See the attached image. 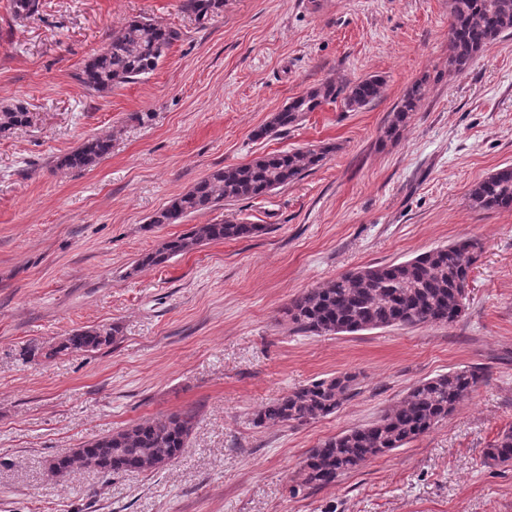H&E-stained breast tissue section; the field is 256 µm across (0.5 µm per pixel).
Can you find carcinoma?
<instances>
[{
    "mask_svg": "<svg viewBox=\"0 0 512 512\" xmlns=\"http://www.w3.org/2000/svg\"><path fill=\"white\" fill-rule=\"evenodd\" d=\"M224 0H182V11L203 23L223 11ZM448 65L466 70L488 45L512 31V0H449ZM16 17L29 18L38 0H11ZM178 38L172 29L140 17L112 31L104 50L84 65L80 82L90 91L104 93L152 73ZM426 80L415 82L389 113L384 136L393 139L407 125L424 96ZM383 81L369 77L339 86L329 80L299 96L274 113L253 134L256 139L277 135L296 126L307 112L343 97L346 107L357 110L377 100ZM31 113L22 103L0 106V132L24 127ZM112 141L87 138L64 156L59 166L81 171L110 154ZM336 150L335 145L263 154L251 162L213 171L166 207L149 217V226L177 224L190 214L211 209L225 201L259 198L302 179ZM473 209L493 212L512 209V167L500 168L470 190ZM264 231L260 224L226 220L194 224L183 234L163 240L153 251L141 255L129 271L161 266L178 255L208 242L252 238ZM481 251L479 242L466 239L434 247L410 260L389 265H369L349 271L324 285L303 292L285 310L297 331L315 336L355 333L395 325L454 323L465 308L469 272ZM120 327L76 330L63 338L44 357L59 353L94 352L111 345ZM484 378L471 367L418 382L399 405L386 411L375 423L329 437L311 449L300 471L299 485L321 488L367 461L402 448L448 417L457 403ZM356 376L341 374L317 380L287 392L263 406L254 416L259 426L304 425L336 413L349 397ZM195 413L176 412L163 419H145L95 438L83 447L54 458L51 470L67 475L79 465L88 470L119 475L152 472L177 460L195 426ZM497 464L512 462V428L503 431L485 451Z\"/></svg>",
    "mask_w": 512,
    "mask_h": 512,
    "instance_id": "carcinoma-1",
    "label": "carcinoma"
}]
</instances>
